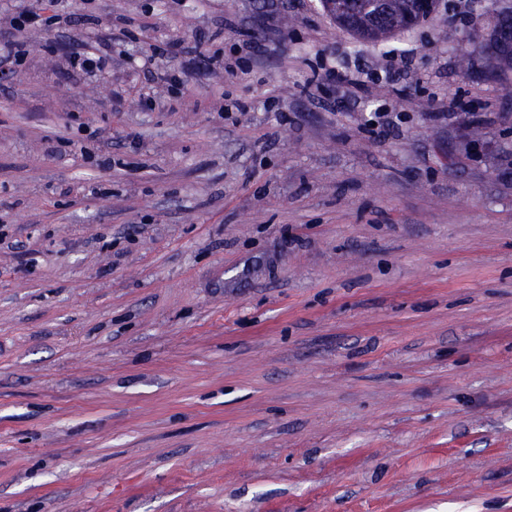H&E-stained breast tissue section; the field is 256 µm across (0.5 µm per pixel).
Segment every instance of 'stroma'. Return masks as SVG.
Instances as JSON below:
<instances>
[{
  "instance_id": "1",
  "label": "stroma",
  "mask_w": 512,
  "mask_h": 512,
  "mask_svg": "<svg viewBox=\"0 0 512 512\" xmlns=\"http://www.w3.org/2000/svg\"><path fill=\"white\" fill-rule=\"evenodd\" d=\"M510 5L0 0V512H512ZM426 1L430 3L424 5L416 0H382L379 9L367 13L357 9L344 13L345 5L353 3L352 0H324V7L331 15L343 13L336 17V25L340 29L366 40L378 32L388 31L390 35L427 20L434 10L435 0ZM29 20L27 15H19L11 20L10 26L15 32L21 33ZM15 32L9 31L8 38L0 41V72H3V67H18L24 62L26 52ZM185 55V60L182 63L180 70H172V69H157L155 71L149 70L150 76L152 80L159 84H172V83H180V79L178 76L179 72L183 71L185 73L194 63L197 54V46L196 45H188L184 48L183 51Z\"/></svg>"
}]
</instances>
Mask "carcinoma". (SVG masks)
Segmentation results:
<instances>
[{
    "instance_id": "cac0c4a2",
    "label": "carcinoma",
    "mask_w": 512,
    "mask_h": 512,
    "mask_svg": "<svg viewBox=\"0 0 512 512\" xmlns=\"http://www.w3.org/2000/svg\"><path fill=\"white\" fill-rule=\"evenodd\" d=\"M435 0L422 4L418 0H384L379 9L363 13L357 9L346 12L336 18V25L365 40L379 32L393 33L410 29L427 20L434 10Z\"/></svg>"
}]
</instances>
